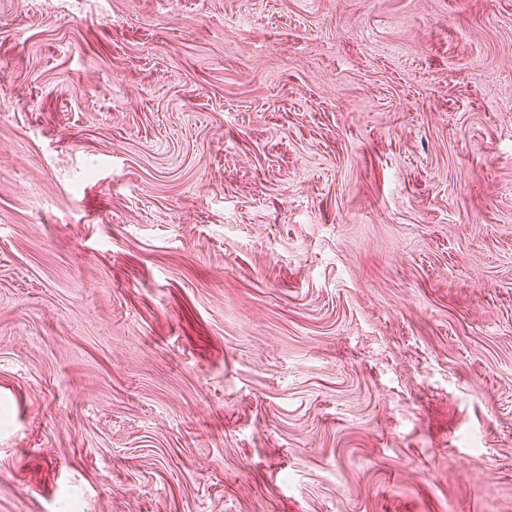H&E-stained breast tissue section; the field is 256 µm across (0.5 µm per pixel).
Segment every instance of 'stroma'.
<instances>
[{"mask_svg":"<svg viewBox=\"0 0 512 512\" xmlns=\"http://www.w3.org/2000/svg\"><path fill=\"white\" fill-rule=\"evenodd\" d=\"M0 0V512H512V0Z\"/></svg>","mask_w":512,"mask_h":512,"instance_id":"obj_1","label":"stroma"}]
</instances>
